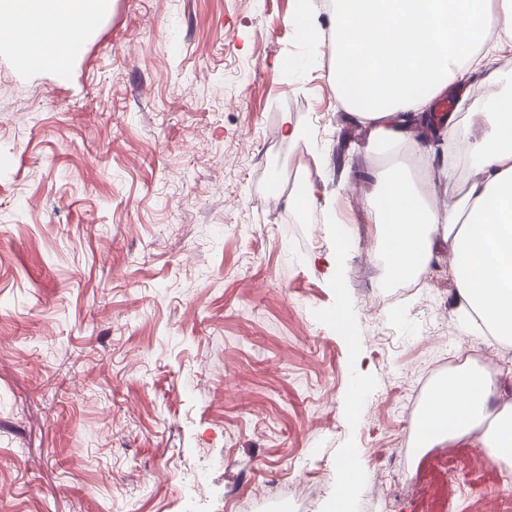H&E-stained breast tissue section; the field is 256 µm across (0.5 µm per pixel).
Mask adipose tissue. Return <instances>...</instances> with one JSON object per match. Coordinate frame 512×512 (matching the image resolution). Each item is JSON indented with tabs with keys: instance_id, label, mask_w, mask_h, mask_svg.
Listing matches in <instances>:
<instances>
[{
	"instance_id": "1",
	"label": "adipose tissue",
	"mask_w": 512,
	"mask_h": 512,
	"mask_svg": "<svg viewBox=\"0 0 512 512\" xmlns=\"http://www.w3.org/2000/svg\"><path fill=\"white\" fill-rule=\"evenodd\" d=\"M97 0H0V44L22 42L30 64L64 67L91 25ZM331 55L341 100L369 125L370 148L405 143L403 123L426 116L448 86L490 67L492 36L512 39V0H333ZM461 151L472 175L445 212L431 208L400 162L377 177L367 203L393 277L426 269L447 244L459 298L493 342H512V93L469 115ZM468 373L441 380L417 420L421 447L456 437L512 460V402Z\"/></svg>"
}]
</instances>
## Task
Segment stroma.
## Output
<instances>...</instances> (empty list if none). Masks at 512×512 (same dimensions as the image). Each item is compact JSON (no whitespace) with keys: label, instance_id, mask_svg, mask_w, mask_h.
<instances>
[{"label":"stroma","instance_id":"obj_1","mask_svg":"<svg viewBox=\"0 0 512 512\" xmlns=\"http://www.w3.org/2000/svg\"><path fill=\"white\" fill-rule=\"evenodd\" d=\"M295 9L108 0L63 71L0 45V512H248L268 490L328 512L351 450L382 484L354 512H512V464L469 440L400 453L429 354L482 350L512 402V343L486 349L444 244L425 292L378 306L396 280L366 198L391 157L339 100L326 0L312 38ZM496 57L498 81L450 92L458 118L512 90L511 39ZM296 170L316 205L289 206Z\"/></svg>","mask_w":512,"mask_h":512}]
</instances>
